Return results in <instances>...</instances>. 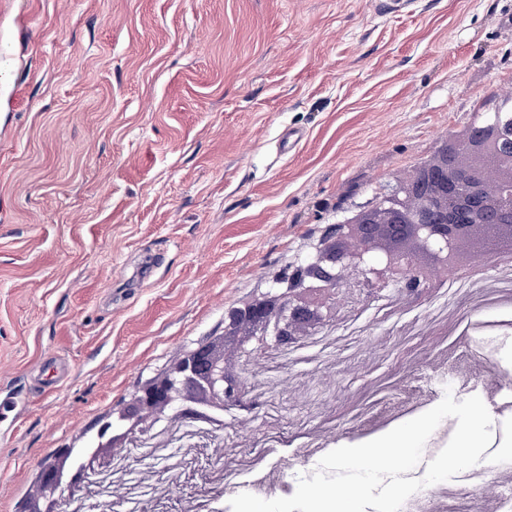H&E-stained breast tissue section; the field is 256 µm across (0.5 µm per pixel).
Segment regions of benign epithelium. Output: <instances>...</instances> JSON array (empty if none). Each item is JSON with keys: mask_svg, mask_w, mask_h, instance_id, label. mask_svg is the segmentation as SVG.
Here are the masks:
<instances>
[{"mask_svg": "<svg viewBox=\"0 0 512 512\" xmlns=\"http://www.w3.org/2000/svg\"><path fill=\"white\" fill-rule=\"evenodd\" d=\"M468 257H512V107L445 146L415 177L396 185L374 206L340 225L298 271L295 282L256 296L224 314V336L207 358L202 348L171 363L139 388L114 418L98 429L99 453L81 468L64 466L61 449L42 465V492L27 512H60V503L103 495L115 461L110 448L123 440L165 448L169 429L192 425L231 407L255 408L251 380L259 349L297 345L336 321V294L347 313L366 298L391 291L419 299L439 287L430 268H455ZM239 341L235 368L224 366V341Z\"/></svg>", "mask_w": 512, "mask_h": 512, "instance_id": "7a95c632", "label": "benign epithelium"}]
</instances>
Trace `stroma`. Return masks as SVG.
I'll use <instances>...</instances> for the list:
<instances>
[{
  "label": "stroma",
  "mask_w": 512,
  "mask_h": 512,
  "mask_svg": "<svg viewBox=\"0 0 512 512\" xmlns=\"http://www.w3.org/2000/svg\"><path fill=\"white\" fill-rule=\"evenodd\" d=\"M510 80L512 0H0V512ZM456 306L379 298L259 351L221 481L161 448L123 499L196 512L288 455L283 433L361 444L354 425L445 367Z\"/></svg>",
  "instance_id": "obj_1"
}]
</instances>
